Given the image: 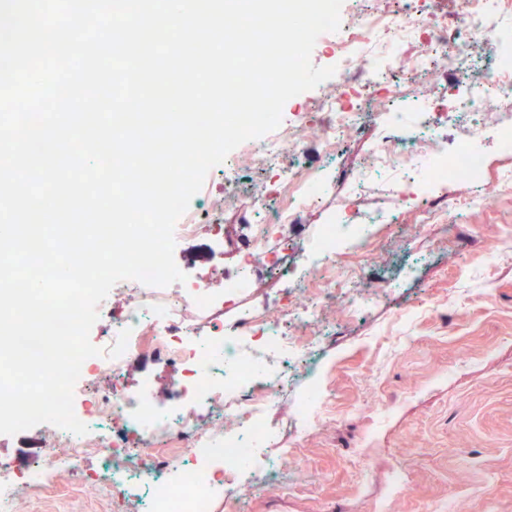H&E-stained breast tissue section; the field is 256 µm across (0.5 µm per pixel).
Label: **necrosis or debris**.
Wrapping results in <instances>:
<instances>
[{
	"label": "necrosis or debris",
	"mask_w": 512,
	"mask_h": 512,
	"mask_svg": "<svg viewBox=\"0 0 512 512\" xmlns=\"http://www.w3.org/2000/svg\"><path fill=\"white\" fill-rule=\"evenodd\" d=\"M359 2L342 10L338 31L322 36L339 63L336 95L301 105L298 122L241 145L251 165L276 172L271 196H252L240 209L254 223L251 238L234 250L229 264L212 265L177 286L135 280L114 286L124 305L115 310L104 302L97 308L111 319L112 338L81 368L85 388L76 416L87 433L54 427L46 451L24 465L0 457V512H15L21 494L48 491L58 471L81 480L80 464L90 454L100 460L99 478L117 512L131 503L136 512H210L214 490L243 474L300 471L296 449L276 459L268 455L274 432L265 419L312 368L324 341L320 325L328 302L342 298L352 316L373 303L362 283L375 271L374 227L400 224L411 215L415 232L447 230L449 215L488 202L491 169L479 142L495 134L501 153L512 154V0H460L452 18L428 9L426 0H401L397 10L380 0ZM410 43L421 44L423 53L406 58ZM473 45L494 49V64L478 82L451 90L446 76L467 72L466 51ZM434 56L445 61V70L429 71ZM425 71L432 92L412 125H403L400 100L411 94V75ZM312 120L326 152L359 138L368 143L335 179L298 161L302 128ZM451 126L466 143L453 154L442 136ZM373 167L394 172V209L364 210ZM336 180L351 189L336 208L335 223L320 225L319 258L312 263L295 248L288 226L300 211L319 207ZM448 182L466 183V196L444 206L430 203L429 190ZM259 254L267 280L299 281L305 295L301 302L287 301L278 317L254 313L244 302L257 281L253 264ZM217 308L232 312L233 320L213 318L201 328L188 318ZM294 325L314 332L295 338ZM150 356L177 370L174 397L163 405L151 398L150 377L136 385L125 381L128 366ZM167 444L178 445L179 454H162Z\"/></svg>",
	"instance_id": "obj_1"
}]
</instances>
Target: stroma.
Instances as JSON below:
<instances>
[{
	"label": "stroma",
	"mask_w": 512,
	"mask_h": 512,
	"mask_svg": "<svg viewBox=\"0 0 512 512\" xmlns=\"http://www.w3.org/2000/svg\"><path fill=\"white\" fill-rule=\"evenodd\" d=\"M266 170L250 168L241 198L224 193L211 168L189 209L218 204L224 248L248 240L238 219L245 196L265 193ZM344 194L335 186L321 208L300 212L288 232L308 248ZM467 247L442 234L392 225L378 241L382 278L392 286L361 316L342 306L324 318L333 334L318 355L328 398L319 423L302 430L295 411L299 377L270 415L277 455L299 449L300 477L262 492L220 490L212 512H512V257L484 254L512 236V189L494 186L490 203L459 217ZM69 512H112L94 485L78 489L69 472L54 478Z\"/></svg>",
	"instance_id": "obj_1"
}]
</instances>
